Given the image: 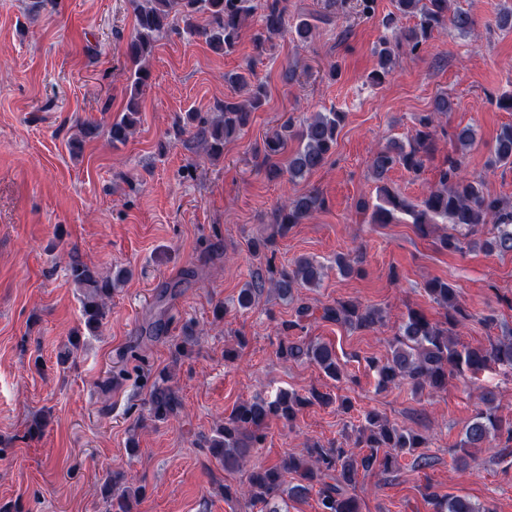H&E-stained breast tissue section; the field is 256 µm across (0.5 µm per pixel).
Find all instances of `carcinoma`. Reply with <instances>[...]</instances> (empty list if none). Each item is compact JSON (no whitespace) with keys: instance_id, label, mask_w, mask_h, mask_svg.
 Listing matches in <instances>:
<instances>
[{"instance_id":"cac0c4a2","label":"carcinoma","mask_w":512,"mask_h":512,"mask_svg":"<svg viewBox=\"0 0 512 512\" xmlns=\"http://www.w3.org/2000/svg\"><path fill=\"white\" fill-rule=\"evenodd\" d=\"M456 0H395V11L381 20L392 36H383L374 54L377 68L371 73L372 84L381 85L392 76L400 52L415 53L426 44L438 28L449 25L459 35L468 36L474 30L472 15L453 7ZM135 17L134 34L126 42L124 55L131 64L127 81L125 111L105 128L108 141L114 147L127 144L140 124V99L149 86L148 66L156 43L169 34L201 37L216 53H234L246 25L252 26L251 41L259 55L271 50L277 37L290 33L301 47L314 37V25L305 18L289 23L288 0H129ZM404 18L415 20L413 26L400 27ZM224 82L235 95L215 101L210 113L188 112L175 117L168 135L180 140L189 135V142L204 148L211 159L224 155V143L238 138L250 125L253 115L264 109L268 101L267 85L259 80L252 66L224 73ZM453 111V102L446 94L435 97L431 111L415 117L414 127L405 142L392 141L375 151L370 169L378 186L379 203L371 221L389 224L394 213L405 212L413 218L417 230L426 234L429 225L441 218L451 224L441 248L464 253L476 247L497 255L512 254V202L484 192L482 182L463 174L460 154L449 157L439 172L437 185L421 200L411 201L384 185L388 173L401 168L417 177L434 150L440 117ZM342 112H314L294 123L284 120L263 142L261 166L266 178L294 182L323 167L336 146L339 129L344 121ZM297 142L287 163L279 161L288 142ZM491 166H512V125L504 126L498 136ZM326 207V199L311 188L287 198L270 217L272 231L250 242L256 258H265L252 268L249 280L238 296L241 309L251 308L263 295H276L282 300L293 298L298 288H316L321 283L323 265L313 257H300L293 264L277 268L268 254L273 252L276 237H284L293 225L300 224L313 213ZM359 256L338 254L335 265L339 273L351 275L361 271ZM71 282L81 292V315L86 329L97 333L110 313L112 292L124 281L122 274H102L79 257L72 255L66 266ZM430 299L443 310V320L431 321L426 314L408 309L406 318L389 344L383 360L373 358L370 365L378 376L381 389L411 385L414 392L425 389L439 392L453 377L475 376L491 364L512 369V336L486 345H463L454 338V330L465 325L472 314L460 303L458 291L448 281L431 278L426 284ZM321 319L355 331H371L384 322L383 311L353 299L338 300L322 308ZM197 343L193 324L183 326L182 335L172 343L174 359L188 356ZM278 354L285 360L309 361L318 366L326 377L340 381L344 370L335 349L321 342L292 339L281 340ZM495 396L486 391L483 408L463 425L458 459L472 458L480 448L505 438L512 441V422H504L494 406ZM339 404L350 409L346 400H337L329 392L311 388L305 394L282 392L275 399H254L237 405L224 417L211 436L204 439L208 455L226 473L247 469L241 485H220L224 499L243 495L260 512H288V499H300L317 491L320 512H360L358 498L351 494L362 475L379 470L390 474L397 471L399 457L414 456L415 466H432L431 457L422 452L426 437L411 428L399 427L377 412H369L364 421L353 428L354 447L326 446L318 440H308L298 455H288L279 465H259L246 468L254 448L265 439L267 423L272 418L293 422L298 413L310 406L329 407ZM147 415L139 417L133 427L138 430L146 422H164L176 416L183 407L166 373L160 372L151 383L145 401ZM296 483H288V475ZM106 512H133L145 494L142 486L126 484L125 475L114 470L103 483ZM432 512H493V509L473 503L465 497L427 495Z\"/></svg>"}]
</instances>
